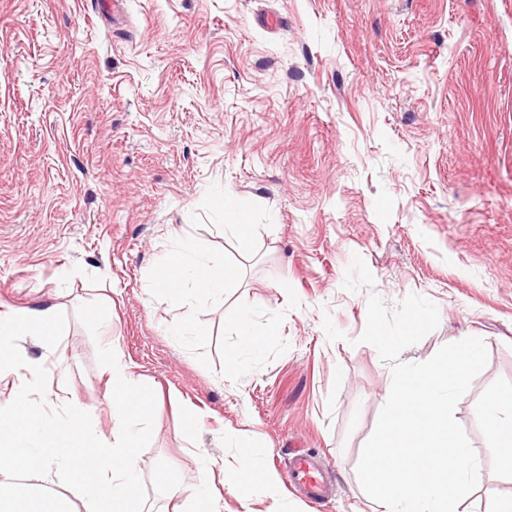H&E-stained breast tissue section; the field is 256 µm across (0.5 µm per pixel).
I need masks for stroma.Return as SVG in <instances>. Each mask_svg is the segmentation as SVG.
<instances>
[{
    "instance_id": "1",
    "label": "stroma",
    "mask_w": 512,
    "mask_h": 512,
    "mask_svg": "<svg viewBox=\"0 0 512 512\" xmlns=\"http://www.w3.org/2000/svg\"><path fill=\"white\" fill-rule=\"evenodd\" d=\"M185 237L236 272L197 303L210 335L193 345L146 294ZM373 293L439 309L402 359L482 337L456 419L489 512L512 498L483 431L486 395L512 392V0H125L117 22L102 0H0V309L56 305L52 350L25 347L59 408L109 430L107 341L152 392L134 512H172L200 455L234 465L232 430L257 433L279 484L246 498L215 472L218 512H371L356 468L391 382L359 340ZM102 304L108 334L89 321ZM243 311L279 333L228 378L226 321ZM327 315L345 340L328 341ZM171 393L200 410L194 440ZM295 448L326 461L332 499L289 491ZM216 204L224 209V216H227L229 222L232 223L224 224L225 232L229 230L241 244L245 245L249 240L251 225L244 224L241 213L229 199H224L223 196L218 197Z\"/></svg>"
}]
</instances>
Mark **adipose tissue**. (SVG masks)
<instances>
[{
    "label": "adipose tissue",
    "mask_w": 512,
    "mask_h": 512,
    "mask_svg": "<svg viewBox=\"0 0 512 512\" xmlns=\"http://www.w3.org/2000/svg\"><path fill=\"white\" fill-rule=\"evenodd\" d=\"M235 278L234 271L216 263L201 243L186 238L161 258L148 293L183 309L202 298L223 297ZM57 333L54 306L0 311V373H11L19 381L16 400L0 405V512H127L139 481L134 450L148 435L141 416L150 404L149 395L110 346L105 350L109 433H100L77 406L58 414L54 402L43 395L42 359L29 356L23 347L28 337L48 339ZM486 411V451L503 470L512 472V404L494 393ZM77 437L95 440L96 454L77 451ZM224 440L241 450L232 469L238 490L275 489L276 476L263 468L260 452L245 433L228 432ZM87 471L97 479L85 492L83 504L54 490L55 477Z\"/></svg>",
    "instance_id": "ef3b65f1"
}]
</instances>
